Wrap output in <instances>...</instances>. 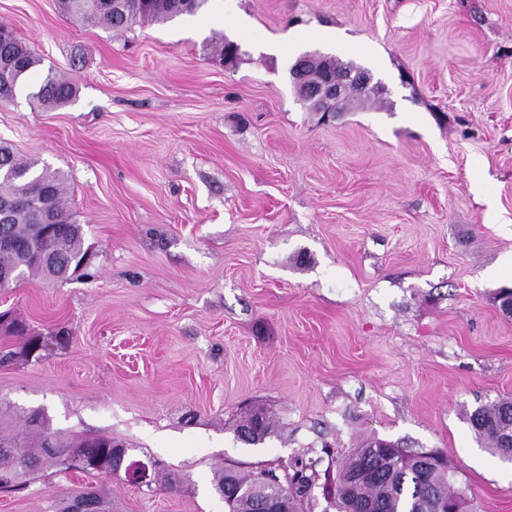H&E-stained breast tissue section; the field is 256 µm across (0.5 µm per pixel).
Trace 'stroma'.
I'll use <instances>...</instances> for the list:
<instances>
[{"mask_svg":"<svg viewBox=\"0 0 512 512\" xmlns=\"http://www.w3.org/2000/svg\"><path fill=\"white\" fill-rule=\"evenodd\" d=\"M1 21L77 93L0 104V140L64 173L97 259L0 289L31 335L69 334L29 358L0 334L19 353L0 408L180 484L47 469L0 512L86 487L112 512H224L216 472L373 437L441 452L473 512H512V462L469 422L512 400V0H208L126 32L0 0ZM331 29L386 91L327 121L288 69ZM255 410L252 445L235 429Z\"/></svg>","mask_w":512,"mask_h":512,"instance_id":"1","label":"stroma"}]
</instances>
